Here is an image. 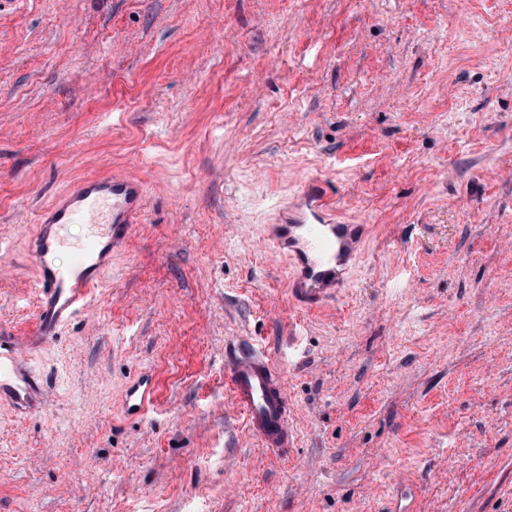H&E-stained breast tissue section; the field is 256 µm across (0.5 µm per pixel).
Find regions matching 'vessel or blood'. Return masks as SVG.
Here are the masks:
<instances>
[{
  "mask_svg": "<svg viewBox=\"0 0 512 512\" xmlns=\"http://www.w3.org/2000/svg\"><path fill=\"white\" fill-rule=\"evenodd\" d=\"M144 201V184L135 176L84 177L73 181L38 219L31 239L39 260L36 322L27 336L0 328L1 404L21 414L43 410L45 389L27 354L53 341L90 305L99 274L107 270L112 252L126 244ZM333 203L321 180L309 179L297 194L287 223L267 225L264 232L265 240L289 262L291 294L310 309L333 300L347 286L368 235L367 225L337 220ZM62 224L85 225V238H63L58 232ZM58 251L70 252L74 266L51 264L49 255ZM226 381L251 436L262 448L280 452L293 445L283 376L265 351L244 346L229 363ZM157 392L153 376L136 377L125 392L126 415L145 416L155 405Z\"/></svg>",
  "mask_w": 512,
  "mask_h": 512,
  "instance_id": "1",
  "label": "vessel or blood"
}]
</instances>
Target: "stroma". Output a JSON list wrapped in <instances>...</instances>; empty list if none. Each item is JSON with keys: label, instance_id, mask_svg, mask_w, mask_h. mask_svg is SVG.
I'll list each match as a JSON object with an SVG mask.
<instances>
[{"label": "stroma", "instance_id": "1", "mask_svg": "<svg viewBox=\"0 0 512 512\" xmlns=\"http://www.w3.org/2000/svg\"><path fill=\"white\" fill-rule=\"evenodd\" d=\"M116 169L144 214L35 354L43 413L0 406V512H512V0H0V324L34 326L44 207ZM312 177L369 227L315 310L263 239ZM226 381L251 436L262 448L281 452L293 445L283 376L264 350L244 346L229 363ZM158 387L152 375L136 377L125 392V413L131 418H142L157 402Z\"/></svg>", "mask_w": 512, "mask_h": 512}]
</instances>
